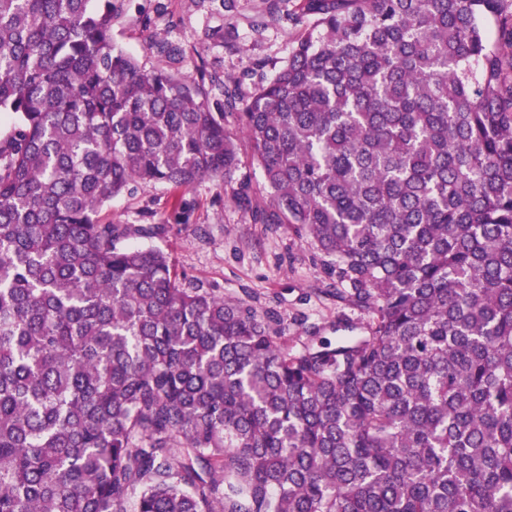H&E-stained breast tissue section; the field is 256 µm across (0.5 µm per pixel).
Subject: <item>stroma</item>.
I'll return each mask as SVG.
<instances>
[{
  "label": "stroma",
  "instance_id": "35a3bbf8",
  "mask_svg": "<svg viewBox=\"0 0 512 512\" xmlns=\"http://www.w3.org/2000/svg\"><path fill=\"white\" fill-rule=\"evenodd\" d=\"M123 2V13L112 25V40L146 69L166 65L148 48L151 38L159 35L182 44L192 56L186 72L204 62L247 95L287 61L296 35L287 16L297 11L300 0H280V20L261 30L255 22L266 0H235L230 9L217 2L200 7L194 0ZM240 153L241 165L228 181L199 183L184 194L182 206H175L169 187L150 185L112 198L100 217L115 224L166 225L156 245L171 255L178 271L224 296L277 311L280 342L287 348L300 349L310 327L320 339L348 335L350 326L360 325V314L324 296L330 281L311 246L292 226L254 223L233 200V191L243 185L254 204L268 200L248 142H241Z\"/></svg>",
  "mask_w": 512,
  "mask_h": 512
}]
</instances>
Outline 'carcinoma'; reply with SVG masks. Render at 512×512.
I'll list each match as a JSON object with an SVG mask.
<instances>
[{
	"label": "carcinoma",
	"instance_id": "1",
	"mask_svg": "<svg viewBox=\"0 0 512 512\" xmlns=\"http://www.w3.org/2000/svg\"><path fill=\"white\" fill-rule=\"evenodd\" d=\"M118 0H0V512H512V0H302L236 119L262 224L366 334L278 314L103 223L239 164L240 100L147 71ZM495 25L489 39L480 20Z\"/></svg>",
	"mask_w": 512,
	"mask_h": 512
}]
</instances>
